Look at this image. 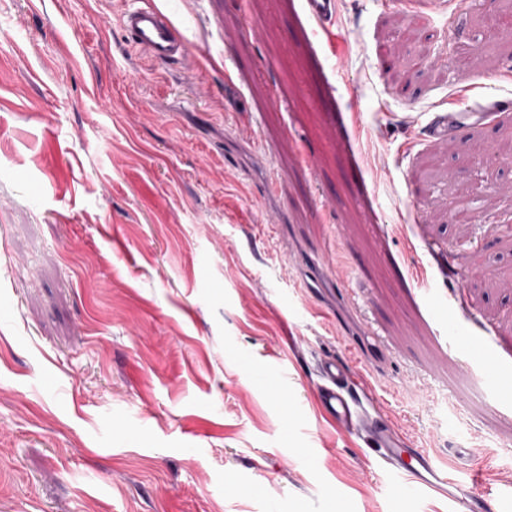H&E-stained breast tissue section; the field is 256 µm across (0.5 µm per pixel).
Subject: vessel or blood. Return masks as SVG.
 Instances as JSON below:
<instances>
[{
  "mask_svg": "<svg viewBox=\"0 0 512 512\" xmlns=\"http://www.w3.org/2000/svg\"><path fill=\"white\" fill-rule=\"evenodd\" d=\"M304 9L322 27H330L336 21V0H304ZM122 26L131 44L145 50L152 61L171 64L190 55L188 42L153 0H143L141 5L127 9ZM483 115V108L458 102L448 112L435 115L426 130L431 136L450 139L460 130L476 125ZM316 372L320 380L318 409L344 432L362 434L402 492H425L448 499L457 512H483V499L472 497L468 489L469 482L477 478L476 472H469L464 479L453 476L448 465L426 449L411 447L383 421L375 390L360 383L348 364L326 357L318 362Z\"/></svg>",
  "mask_w": 512,
  "mask_h": 512,
  "instance_id": "1",
  "label": "vessel or blood"
}]
</instances>
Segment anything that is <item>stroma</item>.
<instances>
[{
  "mask_svg": "<svg viewBox=\"0 0 512 512\" xmlns=\"http://www.w3.org/2000/svg\"><path fill=\"white\" fill-rule=\"evenodd\" d=\"M133 2L0 0V512H453L323 418L331 355L512 512V115L422 131L512 101L499 0H165L169 65ZM127 9L122 26L131 44L147 52L153 62H182L191 54L185 38L170 17L151 1ZM307 14L321 27L329 28L336 21L335 0H304ZM511 112L510 108L502 104H493L487 108H480L470 104L467 100L454 103L448 113L435 115L425 126L429 135L437 138H453L460 130L476 125L484 112Z\"/></svg>",
  "mask_w": 512,
  "mask_h": 512,
  "instance_id": "stroma-1",
  "label": "stroma"
}]
</instances>
